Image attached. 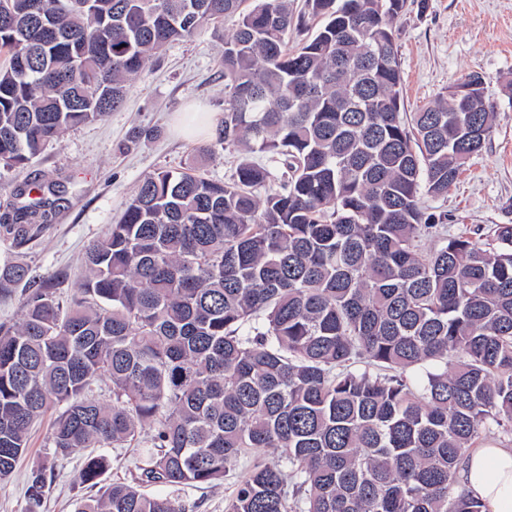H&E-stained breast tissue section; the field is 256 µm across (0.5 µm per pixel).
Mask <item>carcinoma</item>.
Wrapping results in <instances>:
<instances>
[{
    "mask_svg": "<svg viewBox=\"0 0 512 512\" xmlns=\"http://www.w3.org/2000/svg\"><path fill=\"white\" fill-rule=\"evenodd\" d=\"M406 2L306 0L320 25L290 48L293 0H0V163L104 118L166 45L228 20L218 141L267 159L224 182L153 173L71 297L24 289L0 325V480L57 410L27 512L46 471L86 450L75 479L95 486L110 461L93 449L126 445L131 480L75 512H185L180 491L242 463L224 512H484L459 474L479 439L512 435V224L482 244L420 207L481 151L494 108L473 74V98L402 111ZM59 193L15 184L0 238L32 240ZM28 280L0 266V293Z\"/></svg>",
    "mask_w": 512,
    "mask_h": 512,
    "instance_id": "carcinoma-1",
    "label": "carcinoma"
}]
</instances>
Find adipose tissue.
Returning a JSON list of instances; mask_svg holds the SVG:
<instances>
[{"label":"adipose tissue","instance_id":"ef3b65f1","mask_svg":"<svg viewBox=\"0 0 512 512\" xmlns=\"http://www.w3.org/2000/svg\"><path fill=\"white\" fill-rule=\"evenodd\" d=\"M460 478L485 512H512V448L480 447L464 461Z\"/></svg>","mask_w":512,"mask_h":512}]
</instances>
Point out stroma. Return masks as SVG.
<instances>
[{
    "instance_id": "obj_1",
    "label": "stroma",
    "mask_w": 512,
    "mask_h": 512,
    "mask_svg": "<svg viewBox=\"0 0 512 512\" xmlns=\"http://www.w3.org/2000/svg\"><path fill=\"white\" fill-rule=\"evenodd\" d=\"M403 75V109L416 112L438 95L482 77L495 104L492 133L465 164L447 196L423 197L421 205L455 232L461 225L488 228L512 224V98L502 87L512 80V0H407L396 22ZM224 42L209 27L170 43L132 79L123 105L103 119L72 127L48 144L26 168L0 165V203L7 189L25 180L57 181L66 194L51 224L22 247L0 241V263H27L38 277H57L69 295L83 272L86 247L121 217L143 177L177 169L197 157L210 179H230L241 155L215 142V134L181 136L178 113L197 108L224 119ZM50 417L33 429L29 448L14 471L0 480V512H24L32 472L50 457ZM84 460L75 453L48 482L41 512H74L94 491L75 475ZM235 475L181 493L187 512H224Z\"/></svg>"
}]
</instances>
